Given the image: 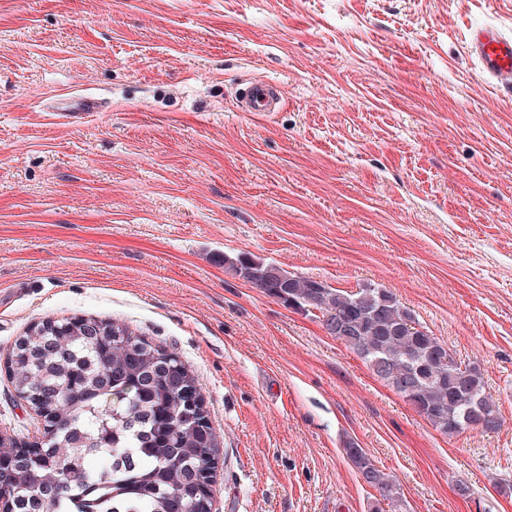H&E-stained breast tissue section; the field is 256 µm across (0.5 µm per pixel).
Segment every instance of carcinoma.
<instances>
[{"label": "carcinoma", "mask_w": 512, "mask_h": 512, "mask_svg": "<svg viewBox=\"0 0 512 512\" xmlns=\"http://www.w3.org/2000/svg\"><path fill=\"white\" fill-rule=\"evenodd\" d=\"M236 276L319 313L323 326L344 325L345 345L405 398L440 433L500 429L501 417L485 391L479 367L459 361L386 288L345 292L310 277L270 274L272 264L226 257ZM92 320L70 317L43 331L34 326L9 354V376L19 394L37 397L53 412L56 430L38 461L1 446L0 494L6 512H211L202 472L215 457L213 428L188 421L197 380L180 357L112 323L96 335ZM75 448L77 454H61ZM346 455L382 504L399 507L396 482L366 451L351 443ZM112 460L99 470L88 461ZM63 485L58 496L47 491Z\"/></svg>", "instance_id": "1"}]
</instances>
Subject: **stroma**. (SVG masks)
I'll use <instances>...</instances> for the list:
<instances>
[{
	"label": "stroma",
	"instance_id": "stroma-1",
	"mask_svg": "<svg viewBox=\"0 0 512 512\" xmlns=\"http://www.w3.org/2000/svg\"><path fill=\"white\" fill-rule=\"evenodd\" d=\"M512 0H0V434L40 418L6 357L35 323L126 324L194 372L213 512H512V96L467 38ZM264 79L278 111L237 107ZM92 93L98 112L47 106ZM247 255L391 290L477 365L503 424L449 437ZM345 452L363 481L379 493L380 498H376V504L373 506L372 511H385L382 507V504L385 502H387L385 504L391 508H398L401 500L399 487L396 482L380 470L366 451L357 444H349Z\"/></svg>",
	"mask_w": 512,
	"mask_h": 512
}]
</instances>
